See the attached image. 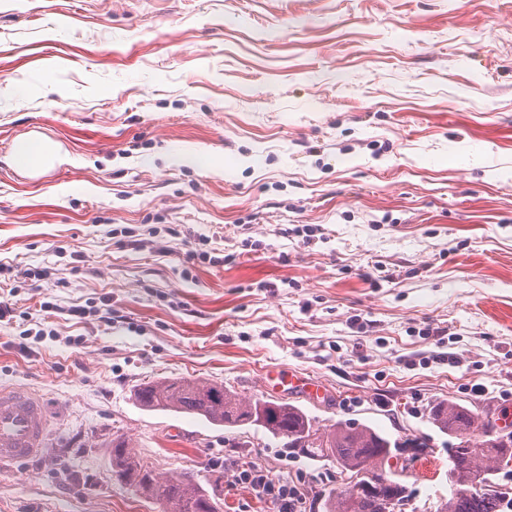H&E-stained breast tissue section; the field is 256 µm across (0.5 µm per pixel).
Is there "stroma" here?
Returning <instances> with one entry per match:
<instances>
[{"label":"stroma","instance_id":"obj_1","mask_svg":"<svg viewBox=\"0 0 512 512\" xmlns=\"http://www.w3.org/2000/svg\"><path fill=\"white\" fill-rule=\"evenodd\" d=\"M33 136L54 178L12 165ZM189 148L213 169L171 163ZM0 260V388L43 399L49 439L0 512H162L118 435L223 512H276L244 463L321 512L336 464L134 397L267 400L270 369L321 383L279 394L320 423L426 441L404 482L430 512L457 444L430 407L512 416V0H0Z\"/></svg>","mask_w":512,"mask_h":512}]
</instances>
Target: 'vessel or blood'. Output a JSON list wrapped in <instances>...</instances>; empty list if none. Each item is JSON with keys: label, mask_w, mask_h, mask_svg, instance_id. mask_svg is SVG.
Masks as SVG:
<instances>
[{"label": "vessel or blood", "mask_w": 512, "mask_h": 512, "mask_svg": "<svg viewBox=\"0 0 512 512\" xmlns=\"http://www.w3.org/2000/svg\"><path fill=\"white\" fill-rule=\"evenodd\" d=\"M48 433L42 401L23 390L0 389V467H12L40 455Z\"/></svg>", "instance_id": "vessel-or-blood-1"}]
</instances>
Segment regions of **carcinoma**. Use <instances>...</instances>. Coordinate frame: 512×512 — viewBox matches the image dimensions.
I'll use <instances>...</instances> for the list:
<instances>
[{
    "label": "carcinoma",
    "mask_w": 512,
    "mask_h": 512,
    "mask_svg": "<svg viewBox=\"0 0 512 512\" xmlns=\"http://www.w3.org/2000/svg\"><path fill=\"white\" fill-rule=\"evenodd\" d=\"M136 402L149 411L197 416L212 425L235 427L253 425L277 439L290 453L311 460L327 459L353 469L348 481L328 492L325 512H385L386 499L396 500L404 512L412 494L384 470L398 445L366 424L353 426L343 420L321 425L304 409L283 401H245L222 384L182 378L163 379L139 387ZM440 431L461 439L453 449L448 468L449 496L439 499L435 512H505L512 508V487L499 485L491 476L512 461L509 445L494 443L492 421L480 423L481 437L471 438L476 417L453 401L440 402L431 409ZM112 466L115 474L143 492H157L163 512H220L218 498L206 499L195 475L184 472L163 477L144 466L129 441L113 438Z\"/></svg>",
    "instance_id": "1"
}]
</instances>
